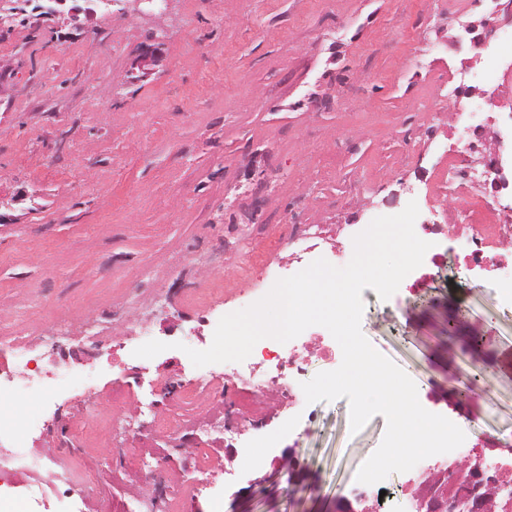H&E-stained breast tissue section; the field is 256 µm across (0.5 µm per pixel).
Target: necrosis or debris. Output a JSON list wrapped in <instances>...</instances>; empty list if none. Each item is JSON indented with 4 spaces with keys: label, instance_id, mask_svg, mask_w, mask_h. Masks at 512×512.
Masks as SVG:
<instances>
[{
    "label": "necrosis or debris",
    "instance_id": "4bbe7bcc",
    "mask_svg": "<svg viewBox=\"0 0 512 512\" xmlns=\"http://www.w3.org/2000/svg\"><path fill=\"white\" fill-rule=\"evenodd\" d=\"M505 44L501 38L490 46L480 36L471 42L473 56L487 76L489 92L485 101L490 107L499 102V89L512 87V76L501 73L496 65V55L503 52ZM433 108L449 111V128L474 136L486 154L494 155L501 150L497 131L479 121L463 94H456L447 105L434 102ZM495 176V170L489 167L471 176L449 171L448 187L454 197L462 198L464 205L449 216L447 223L426 224L422 230L428 242L447 237L455 259L493 267L498 272L501 292L512 296V214L499 209L495 199L485 193L487 183L493 182ZM38 347L39 339L35 336L0 335V497L14 499L32 489L40 499L61 503L80 501L90 495L94 498L95 512L111 509L109 500L98 496L96 467L85 457V437L98 429L101 415L110 414L112 427L120 434L112 448L113 467L137 473L135 482L129 486L130 493L138 497L161 486L166 490V501L177 503L199 496L222 474L224 466L261 463L253 449L236 447L228 453L226 464L213 462L211 451L223 446V437L205 435L203 420L184 419V408L204 407L203 419H215L223 415L225 404L232 402L235 388L241 384L251 405L240 410L239 424L245 429L255 427L253 407L272 401L303 405L305 396L299 379L310 357L330 359L335 355L333 347L320 336L309 334L284 344L266 338L255 345L253 353L274 354L280 374L263 377L254 369L245 370L232 362L225 365L220 377L202 371L193 383L178 380L168 383L155 403L154 433L160 439L178 442L185 461L197 475L196 480L188 483L180 480L167 458L146 462L135 456L140 434L125 424L121 392L89 393L83 417L62 428L47 423L39 415L2 412V405L24 395L50 404L72 387L74 381L85 378V366L77 357L47 360L39 354ZM477 453L476 447L463 445L419 462L412 470V483L403 491L406 512H428L429 500L442 486L457 503L464 505L478 498L482 501V512H512V457L489 450V461L483 469L496 476L497 482L479 488L470 477L471 458Z\"/></svg>",
    "mask_w": 512,
    "mask_h": 512
}]
</instances>
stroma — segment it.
<instances>
[{
	"label": "stroma",
	"mask_w": 512,
	"mask_h": 512,
	"mask_svg": "<svg viewBox=\"0 0 512 512\" xmlns=\"http://www.w3.org/2000/svg\"><path fill=\"white\" fill-rule=\"evenodd\" d=\"M512 30L493 0H172L159 18L99 7L81 16L19 14L0 27V332L79 338L99 306L113 304L123 328L147 319L169 348L126 357L124 372L86 387L119 390L127 409L159 395L172 373L197 369L176 342L207 349L221 317L286 277L292 224L356 227L416 202L419 220L440 224V186L463 164L464 140L431 133L427 109L448 81L467 79L469 36L456 9ZM162 57L138 82L128 71L152 34ZM426 54L427 64L408 55ZM387 300L364 289L361 330L415 382L421 405L457 422L467 442L512 446V301L495 275L459 263L447 240ZM149 281L137 303L130 281ZM436 286L483 329L491 359L480 364L471 408L448 403L449 374L469 365L448 339V313L407 317ZM347 398L260 412L256 442L265 462L233 470L186 512H309L332 503L378 448L386 420L350 431ZM327 473L321 490L278 479L273 496L240 497L271 475L282 449Z\"/></svg>",
	"instance_id": "35a3bbf8"
}]
</instances>
